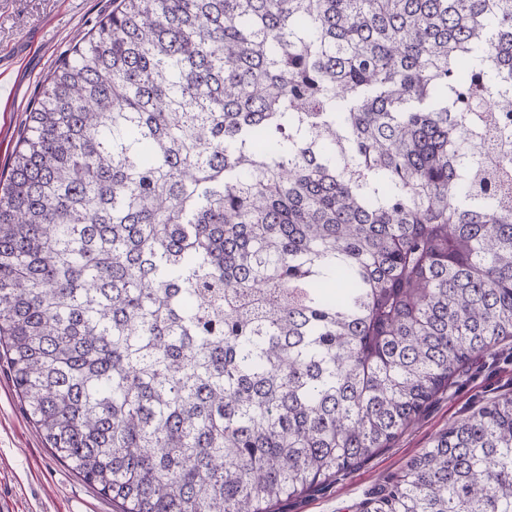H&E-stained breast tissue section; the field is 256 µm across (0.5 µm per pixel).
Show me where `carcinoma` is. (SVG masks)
Instances as JSON below:
<instances>
[{
  "label": "carcinoma",
  "mask_w": 512,
  "mask_h": 512,
  "mask_svg": "<svg viewBox=\"0 0 512 512\" xmlns=\"http://www.w3.org/2000/svg\"><path fill=\"white\" fill-rule=\"evenodd\" d=\"M512 0H112L0 174V349L120 512H271L512 339ZM359 512H512V395Z\"/></svg>",
  "instance_id": "carcinoma-1"
}]
</instances>
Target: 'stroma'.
I'll return each mask as SVG.
<instances>
[{
    "instance_id": "stroma-1",
    "label": "stroma",
    "mask_w": 512,
    "mask_h": 512,
    "mask_svg": "<svg viewBox=\"0 0 512 512\" xmlns=\"http://www.w3.org/2000/svg\"><path fill=\"white\" fill-rule=\"evenodd\" d=\"M112 10V0H0V173L7 171L43 80ZM512 394V340L469 363L420 419L348 474L278 503L274 512H356L450 423ZM0 503L10 512H118L46 448L0 365Z\"/></svg>"
}]
</instances>
